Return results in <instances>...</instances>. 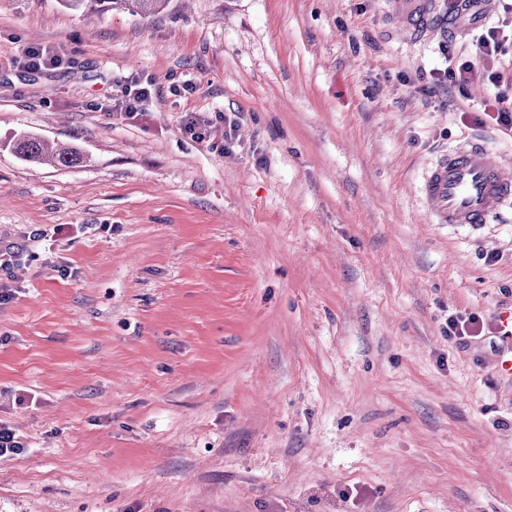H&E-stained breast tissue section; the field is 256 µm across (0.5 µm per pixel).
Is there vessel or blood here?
<instances>
[{
	"instance_id": "vessel-or-blood-1",
	"label": "vessel or blood",
	"mask_w": 512,
	"mask_h": 512,
	"mask_svg": "<svg viewBox=\"0 0 512 512\" xmlns=\"http://www.w3.org/2000/svg\"><path fill=\"white\" fill-rule=\"evenodd\" d=\"M391 2L411 36L427 32L435 19L433 0ZM510 202L512 173L476 141H464L440 154L421 185L422 211L432 224H488Z\"/></svg>"
}]
</instances>
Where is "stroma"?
Returning a JSON list of instances; mask_svg holds the SVG:
<instances>
[{
    "mask_svg": "<svg viewBox=\"0 0 512 512\" xmlns=\"http://www.w3.org/2000/svg\"><path fill=\"white\" fill-rule=\"evenodd\" d=\"M389 0H169L142 18L0 0V512H512V205L432 224L425 165L491 87L417 86L471 48ZM60 47L29 72L20 45ZM134 77L144 115L100 112ZM194 82L174 95L171 84ZM235 118L227 153L184 113ZM33 134L77 144L50 168ZM76 224L74 238L55 237ZM484 336L460 346L450 314ZM190 112L185 115L183 122L184 132L199 143L211 145L213 123L210 120L202 119ZM13 148L24 161L36 165L73 167L82 159L79 148L75 144L51 142L33 134L19 138ZM484 323L473 315L463 316L460 314L448 317V338L455 339L458 344L468 342L478 336H483Z\"/></svg>",
    "mask_w": 512,
    "mask_h": 512,
    "instance_id": "1",
    "label": "stroma"
}]
</instances>
